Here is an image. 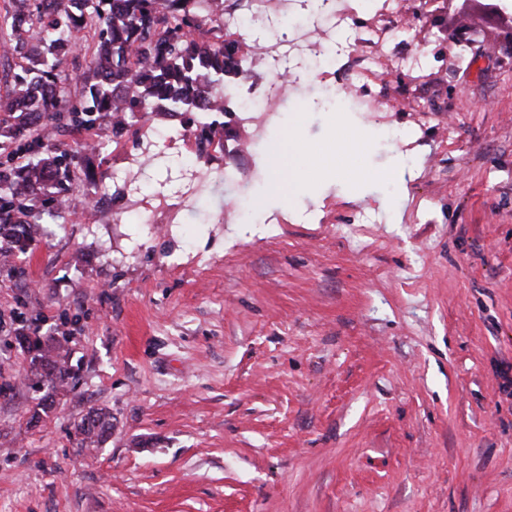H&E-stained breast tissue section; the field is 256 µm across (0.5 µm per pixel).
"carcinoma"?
<instances>
[{
  "label": "carcinoma",
  "mask_w": 512,
  "mask_h": 512,
  "mask_svg": "<svg viewBox=\"0 0 512 512\" xmlns=\"http://www.w3.org/2000/svg\"><path fill=\"white\" fill-rule=\"evenodd\" d=\"M224 18V0H10L0 23L6 54L0 96V255L25 251L31 228L71 211L95 194L91 179L74 175L99 153V132L124 136L135 119L151 112H195V138L228 133L224 86L246 82L253 58L240 54V39L197 40ZM96 37L83 91L71 97L62 69L84 50L79 32ZM85 136L77 148L63 135ZM31 362L52 367L49 382L64 386L73 376L68 338L48 347L34 341ZM110 416L94 411L76 424L77 446L102 443Z\"/></svg>",
  "instance_id": "obj_1"
}]
</instances>
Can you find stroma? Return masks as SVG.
<instances>
[{
	"label": "stroma",
	"mask_w": 512,
	"mask_h": 512,
	"mask_svg": "<svg viewBox=\"0 0 512 512\" xmlns=\"http://www.w3.org/2000/svg\"><path fill=\"white\" fill-rule=\"evenodd\" d=\"M491 3L512 6L404 0L430 66L390 83L432 111L302 89L251 155L236 125L203 187L195 140L162 136L188 114L106 142L87 172L127 182L120 205L48 221L0 269V512H512V31ZM355 130L358 163L271 191L286 137L309 155ZM398 155L404 180L350 176ZM247 199L263 223H213ZM21 330L80 366L44 416ZM99 409L108 438L78 447Z\"/></svg>",
	"instance_id": "stroma-1"
}]
</instances>
